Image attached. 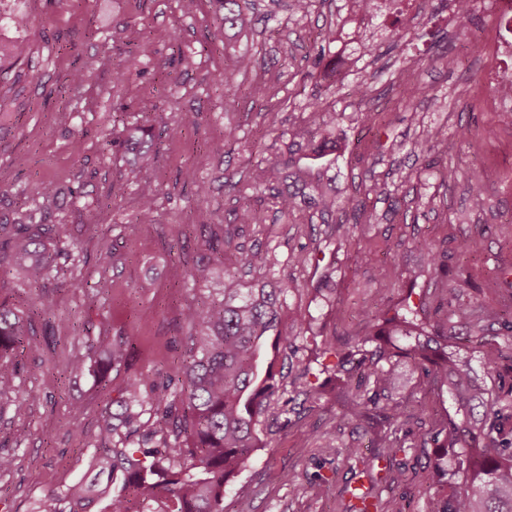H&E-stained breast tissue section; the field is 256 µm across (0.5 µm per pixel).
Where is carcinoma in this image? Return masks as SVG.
I'll return each mask as SVG.
<instances>
[{
	"mask_svg": "<svg viewBox=\"0 0 512 512\" xmlns=\"http://www.w3.org/2000/svg\"><path fill=\"white\" fill-rule=\"evenodd\" d=\"M221 21L234 28L245 21L244 0H215ZM455 27L464 32L474 24L469 0H460ZM25 43L0 42V58L17 60L29 55ZM241 65L224 70V90L239 89V74L254 67V55L240 56ZM314 65L322 79L336 83V60L320 54ZM87 66L74 70L66 88L78 90L88 84ZM337 113L315 104L308 125L292 132L288 160L254 165L246 177L232 185L242 203L235 209L234 223L214 224L206 239L214 261L224 266L232 279L241 269L267 266L268 252L237 250L227 246L236 225L258 224V212L247 202L253 194L270 193L279 212L288 217L303 202L322 214L332 211L336 200L321 190L323 183L314 167L336 163L334 154L347 147L335 137ZM138 209L143 217L153 213L159 194L147 176H135ZM289 181L290 190L277 185ZM35 210L56 206V192L42 185L31 189ZM66 235L63 224L35 223L27 212L12 223L0 222V270L22 271L31 286L49 279L52 269L45 252L51 242ZM431 283L438 294L448 296V312L422 320L424 306L407 302L389 318L379 312H362L364 334L344 343L325 342L313 359L302 364L297 395L303 402L336 405L339 424H353L371 437L372 451L365 456L358 448L345 449L348 476L341 495L342 512H389L390 501L382 497L405 481V458L411 449L408 437L419 447L435 448L431 462L432 486L428 512H512V374L503 375L500 362L512 344L501 346L482 339L495 325L512 339V320L503 309H491L463 298L461 289L448 287L447 264L433 251L427 252ZM307 289L283 274L274 288L257 284L245 290L226 288L221 299L208 297L186 304L182 322L186 346L175 375H128L117 387L90 448H83L90 479L80 478L60 491L34 503L31 512H224L226 486L244 470L252 453L263 445L265 415L271 403L278 404L273 423L280 430L291 424L294 412L283 398L285 390L276 370L279 355L299 352L293 323L313 321L300 311L286 320L287 299ZM470 327L480 340L482 366L488 384L470 374L460 348L449 345L456 333L452 319ZM31 320L0 303V399L14 405L20 417L37 402V396L22 388L20 368L14 360L19 349L36 356L42 348ZM88 349L99 355L102 375L129 370L135 340L123 334L101 331L86 336ZM413 363L419 373L415 389L394 398L402 360ZM448 390L453 411L446 416L429 415L418 394Z\"/></svg>",
	"mask_w": 512,
	"mask_h": 512,
	"instance_id": "carcinoma-1",
	"label": "carcinoma"
}]
</instances>
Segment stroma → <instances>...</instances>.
Listing matches in <instances>:
<instances>
[{
  "instance_id": "obj_1",
  "label": "stroma",
  "mask_w": 512,
  "mask_h": 512,
  "mask_svg": "<svg viewBox=\"0 0 512 512\" xmlns=\"http://www.w3.org/2000/svg\"><path fill=\"white\" fill-rule=\"evenodd\" d=\"M292 0H253L261 22L245 31L224 29L211 0H25L33 19L25 32L31 54L10 62L11 102L0 111V213L26 211L28 190L42 184L59 193L58 209L35 213L37 221L65 224L67 243L53 255V277L45 288L23 284L17 273L0 282V302L20 311L32 310L37 298L52 302L58 329L49 348L32 358L20 354L26 367L22 385L40 397L22 417L0 416V455L16 458L0 475V512H29L33 500L48 489L81 478L102 412L113 393L96 374V358L73 322L97 330H123L137 341V371L172 372L185 329L184 301L219 296L220 278L195 284L186 272L205 255L203 227L229 220L236 206L231 182L258 161L287 159L286 134L305 118L314 98L341 113L338 131L348 148L329 171L336 191V210L316 217L303 208L281 217L270 196L251 198L262 221L239 228L236 246L259 245L269 252L267 269L240 274L241 287L276 280L291 271L313 287L335 288V302L304 293L290 298L294 307L314 316L305 333L307 347L322 339L362 335L363 309L380 310L396 303L408 288L427 287L420 262L423 246L445 254L452 271L475 288L474 299L487 307L503 304L500 290L487 282L501 269L512 268V114L496 111L485 86L487 69L498 67L493 45L500 28L490 11L475 10L470 36L457 33L448 0H415L407 15L366 18L372 52L359 44L337 42L343 85L328 88L313 77L320 32L343 25L346 0H311L307 14H293ZM478 54L468 50L470 41ZM255 54L251 82L267 85L264 95L240 87L224 95L221 78L242 52ZM91 65L92 81L80 92H63L72 69ZM125 71L114 83L113 71ZM370 79L371 93L359 98L352 85ZM127 121L162 115L179 120L197 117L181 137L155 136L145 158L144 174L159 186L152 218L137 212L136 184L129 170L143 156L128 149L102 156L100 146L111 134L114 113ZM440 129L447 151L428 168L414 152L427 130ZM224 142L227 159L211 156L206 141ZM480 169L486 191L475 205L467 176ZM194 170L205 181L207 197H198ZM378 182L382 195H365ZM79 188L78 199L68 191ZM365 211H357L358 199ZM105 204L97 232L82 225L84 210ZM350 225L339 237L336 222ZM476 243L474 252L459 254L463 237ZM315 251L320 264L289 267L298 251ZM87 282L85 293L69 288L70 279ZM84 359V373L65 366ZM335 409L316 405L301 409L288 429L269 435L250 467L227 487L224 512H339L335 491L312 489L308 479L319 472L325 433L337 438L339 471L349 463L344 449L367 447L353 425L337 426ZM28 434L16 444L17 431ZM432 448L407 455L404 484L412 512H426L428 464ZM294 474V482L283 480Z\"/></svg>"
}]
</instances>
